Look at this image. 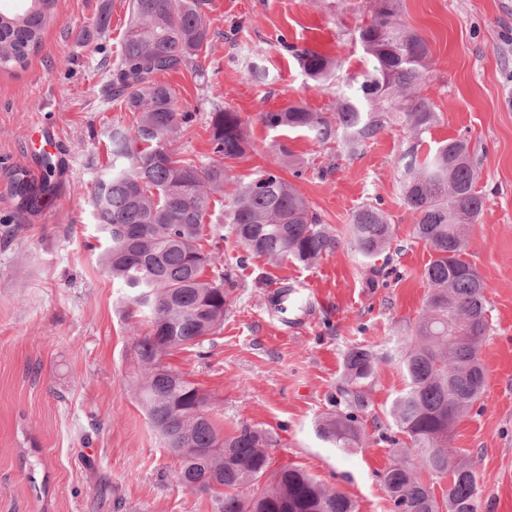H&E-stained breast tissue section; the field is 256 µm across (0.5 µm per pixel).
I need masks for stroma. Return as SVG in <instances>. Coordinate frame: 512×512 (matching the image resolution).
<instances>
[{
    "mask_svg": "<svg viewBox=\"0 0 512 512\" xmlns=\"http://www.w3.org/2000/svg\"><path fill=\"white\" fill-rule=\"evenodd\" d=\"M100 3L58 0L26 69L0 70V512H212L208 495L176 483L179 460L138 404L126 304L98 263L91 192L106 163L105 130L132 122L119 104L104 102L108 71L101 66L118 59L128 0H112L110 26L94 45L81 33ZM365 9L366 0H210L214 38L201 54L204 77L183 70L161 80L196 115L177 143L185 158L206 160L213 104L239 112L252 148L232 162V179L265 167L274 143H286L302 173L287 166L283 177L337 235L346 236L358 206L373 203L387 213L396 233L393 273L369 276L357 253L338 249L321 267L336 266L340 278L320 300L311 282L321 267L244 257L216 202L202 247L230 265L234 303L220 333L168 362L214 397L222 431L240 423L270 430L275 465L304 469L347 496L354 512H391L378 477L392 461L388 444L374 437L342 451L321 441L315 425L336 409L346 351L391 350L424 309L432 253L415 238L401 196L397 159L405 143L389 129L350 157L258 118L294 102L334 111L335 86L314 85L286 47L339 60L340 79L362 71L367 62L355 30ZM402 13L431 50L427 94L439 120L426 141L468 137L485 197L466 257L487 284L490 330L480 351L487 382L450 446L475 470L478 512H512V0H403ZM252 62L269 71L268 81L250 79ZM44 125L68 155L49 175L37 168L48 150ZM44 178L50 208L22 207L17 182ZM286 273L310 299L288 324L269 304ZM404 387L397 362L379 364L366 389L368 420L388 423ZM30 458L42 464L33 478Z\"/></svg>",
    "mask_w": 512,
    "mask_h": 512,
    "instance_id": "35a3bbf8",
    "label": "stroma"
}]
</instances>
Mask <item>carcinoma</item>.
<instances>
[{"mask_svg":"<svg viewBox=\"0 0 512 512\" xmlns=\"http://www.w3.org/2000/svg\"><path fill=\"white\" fill-rule=\"evenodd\" d=\"M57 0H25L16 11L0 10V69L24 68L37 50ZM208 0H128L129 20L112 97L134 116L107 135L108 162L96 180L91 205L105 247L99 261L112 283L144 316L149 331L133 334L138 367L135 390L148 420L180 467L182 487L210 495L214 512H354L344 494L301 469L270 471L273 436L239 425L220 431L214 399L167 358L203 345L224 327L234 303L232 273L208 279L219 257L201 248L209 205L224 197V223L249 253L272 263L313 267L342 242L305 197L280 175L292 157L275 145L278 162L232 190L230 162L250 143L239 113L215 106L209 113L210 156L205 163L182 157L176 143L191 129L195 113L180 106L159 74L192 69L204 73L200 52L211 43ZM402 0H370V20L356 39L371 68L349 74L336 94V111L317 112L302 103L262 112L271 130L308 134L332 142L348 155L360 153L382 131L397 127L407 143L398 161L404 204L414 215V235L432 252L423 277L429 288L424 313L410 335L381 353L354 346L343 358L338 410L317 421L319 437L343 450L369 439L364 390L386 360H398L406 380L389 416L406 442L380 431L393 464L380 474L393 512H477L479 488L473 468L448 452L454 424L481 396L486 372L480 350L489 327L487 285L464 258L468 238L480 224L485 197L476 190L480 171L469 141L451 140L421 155L423 135L438 121L427 86L430 48L401 20ZM111 22V0L82 34L100 38ZM308 79L325 83L339 64L309 47L295 50ZM394 228L378 206L352 213L347 244L373 259L392 248ZM448 479L443 501L435 484Z\"/></svg>","mask_w":512,"mask_h":512,"instance_id":"carcinoma-1","label":"carcinoma"}]
</instances>
